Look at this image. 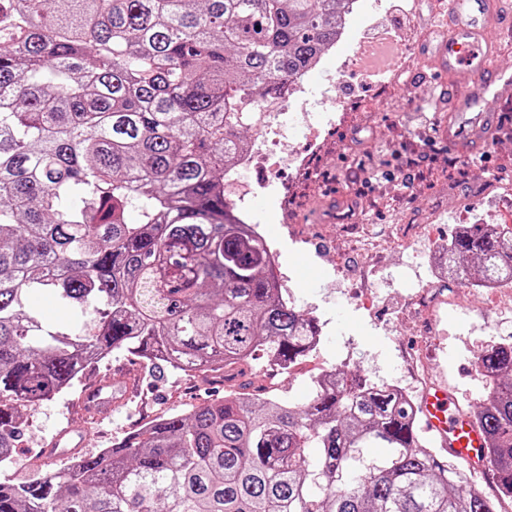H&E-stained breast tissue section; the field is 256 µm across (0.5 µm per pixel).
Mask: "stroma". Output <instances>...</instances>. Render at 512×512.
<instances>
[{
    "label": "stroma",
    "mask_w": 512,
    "mask_h": 512,
    "mask_svg": "<svg viewBox=\"0 0 512 512\" xmlns=\"http://www.w3.org/2000/svg\"><path fill=\"white\" fill-rule=\"evenodd\" d=\"M407 14L405 0H359L348 39L337 45V52L352 53L355 42L368 39L376 26L395 30ZM328 81L345 108L324 144L319 173L294 184L300 230L310 235L311 242L301 247L282 240L277 264L278 270L293 277L295 307L321 324L324 338L319 351L302 359L290 376H272L268 365L257 359L229 367L207 383L198 375L183 376L169 369L153 375L141 360L113 351L98 367L84 373L81 385L93 386L105 374L116 386L134 381L135 388L126 394L124 405L103 412L91 423L76 409L78 395L74 392L22 409L16 448L20 462L0 466V482L25 477L30 468L42 463L43 450L52 437L67 428L75 433L90 432L89 442L80 452L92 454L111 447L157 416L188 412L223 397L228 390L243 388L264 397L273 393L302 405L310 396L312 379L324 368L351 370L371 381L391 384L399 377L411 376L407 354L420 347L426 350L432 383L448 386L462 409L479 404L484 382L474 355L492 339V325L504 322L512 327V309L494 306L492 300L461 288L456 299L438 313H423L412 301L408 275L419 274L423 285L443 293L448 287L437 284L426 264L412 262L414 247L399 241L396 227L421 220L431 210L450 208L455 212L451 223L430 224L425 229L426 234L447 240L473 221L472 215L457 210L458 197L478 192L491 176L512 183V102L503 107L508 124L488 157L457 160L447 147L433 142L428 150L427 180L403 194L389 185L366 183L355 160L366 150L389 153L397 149L399 131L420 134L418 118L435 115L429 97L438 86L434 76H426L420 85L403 79L388 86L377 73L363 80L343 78L330 59L324 72L312 78L317 86ZM342 191L357 197L360 210L353 223L338 232L327 225L322 203ZM368 224L373 227L376 245L361 252L351 241ZM337 261L345 269L338 277L331 273ZM361 291L372 296L371 308L360 305L357 294Z\"/></svg>",
    "instance_id": "stroma-1"
}]
</instances>
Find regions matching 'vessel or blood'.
<instances>
[{
	"mask_svg": "<svg viewBox=\"0 0 512 512\" xmlns=\"http://www.w3.org/2000/svg\"><path fill=\"white\" fill-rule=\"evenodd\" d=\"M504 16L503 0H450L435 45L420 56L448 90L439 106L440 140L461 159L485 154L499 136L503 117L499 104L512 100V72L495 67L502 52L490 36L493 24ZM112 387L105 384L82 398L90 412L111 405ZM422 412L443 449L474 471L487 469L485 434L469 414L462 412L451 393L440 386L424 392Z\"/></svg>",
	"mask_w": 512,
	"mask_h": 512,
	"instance_id": "1",
	"label": "vessel or blood"
}]
</instances>
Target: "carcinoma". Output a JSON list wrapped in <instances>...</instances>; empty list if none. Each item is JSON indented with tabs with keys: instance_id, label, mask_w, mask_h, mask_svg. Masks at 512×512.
<instances>
[{
	"instance_id": "cac0c4a2",
	"label": "carcinoma",
	"mask_w": 512,
	"mask_h": 512,
	"mask_svg": "<svg viewBox=\"0 0 512 512\" xmlns=\"http://www.w3.org/2000/svg\"><path fill=\"white\" fill-rule=\"evenodd\" d=\"M344 2L0 0V464L18 408L73 389L101 352L204 376L311 353L320 325L236 222L224 171L256 97L336 41ZM450 246L467 280L512 275L488 224ZM44 292L80 324L53 327ZM476 364L496 377L471 411L493 495L422 449L416 407L342 370L301 406L227 392L0 482V512H512V343Z\"/></svg>"
}]
</instances>
